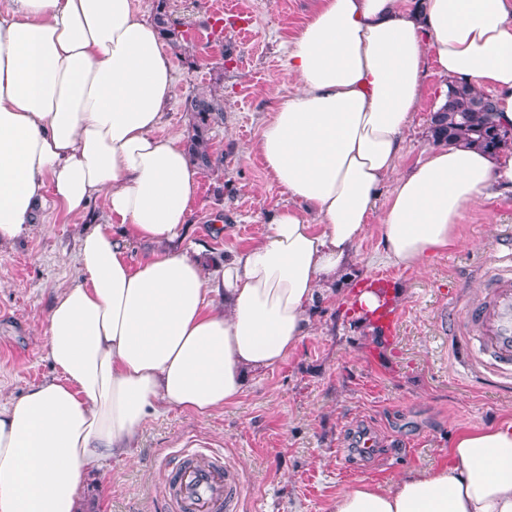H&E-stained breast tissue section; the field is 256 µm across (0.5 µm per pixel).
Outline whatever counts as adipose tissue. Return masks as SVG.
Segmentation results:
<instances>
[{"mask_svg": "<svg viewBox=\"0 0 512 512\" xmlns=\"http://www.w3.org/2000/svg\"><path fill=\"white\" fill-rule=\"evenodd\" d=\"M429 56L512 127V0H315L288 50L298 90L256 144L296 206L211 276L182 246L199 171L182 133H160L175 79L157 27L134 0H0V246L54 210L98 199L107 215L45 317L56 377L0 404V512H77L85 472L133 456L147 419L236 400L310 334L372 218L386 258L421 267L512 187L510 147L430 141L398 172ZM131 238L153 246L135 265ZM332 512H512V422L459 435L435 468L343 490Z\"/></svg>", "mask_w": 512, "mask_h": 512, "instance_id": "1", "label": "adipose tissue"}]
</instances>
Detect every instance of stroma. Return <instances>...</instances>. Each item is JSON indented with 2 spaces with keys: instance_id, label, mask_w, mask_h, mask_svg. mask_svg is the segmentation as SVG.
I'll return each instance as SVG.
<instances>
[{
  "instance_id": "stroma-1",
  "label": "stroma",
  "mask_w": 512,
  "mask_h": 512,
  "mask_svg": "<svg viewBox=\"0 0 512 512\" xmlns=\"http://www.w3.org/2000/svg\"><path fill=\"white\" fill-rule=\"evenodd\" d=\"M313 0H168L184 34L166 46L176 93L162 134L188 131L187 97L224 102L209 132L211 167L201 169L186 247L201 251L211 273L227 253L263 234L289 205L256 151L275 100L297 90L288 77L287 42L309 18ZM223 16L222 29L213 20ZM442 79L427 59L421 98L398 162L406 170L428 135ZM512 190L467 209L458 247L424 267L387 262L378 221L368 224L350 273L353 291L320 299L314 327L288 359L249 376L243 395L208 417L172 411L146 421L135 458L89 471L79 512H175L168 477L183 456L202 451L235 476L231 512H331L337 493L360 483L388 486L406 472L448 459L461 432L512 421V385L467 374L451 335L462 313L457 293L484 296L480 274L492 266ZM80 218L57 212L32 236L0 248V398L22 395L55 377L44 350L45 316L58 288L77 278ZM391 276L400 314L394 337L378 336L352 311L354 290ZM371 433L377 454L353 456Z\"/></svg>"
}]
</instances>
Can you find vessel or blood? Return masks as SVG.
Masks as SVG:
<instances>
[{"label":"vessel or blood","instance_id":"1","mask_svg":"<svg viewBox=\"0 0 512 512\" xmlns=\"http://www.w3.org/2000/svg\"><path fill=\"white\" fill-rule=\"evenodd\" d=\"M486 279L483 300L464 308L454 326V335L457 344L471 353L468 371L512 378V234L502 241ZM376 287L384 300L368 318L390 334L396 328L399 313L387 298L389 283L380 281ZM173 481L177 512H224L233 478L216 458L195 452L175 472Z\"/></svg>","mask_w":512,"mask_h":512}]
</instances>
